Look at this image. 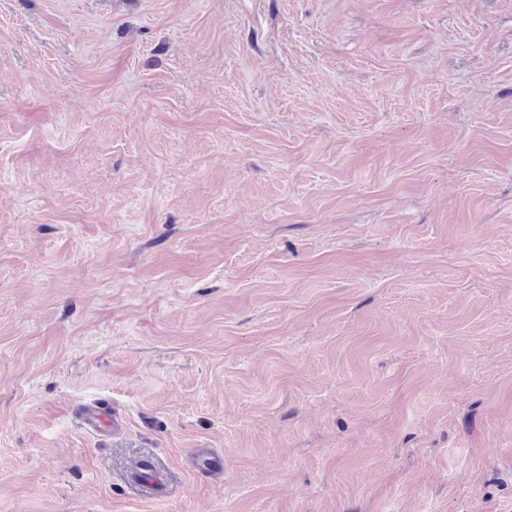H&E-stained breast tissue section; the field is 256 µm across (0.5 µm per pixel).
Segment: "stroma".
Returning a JSON list of instances; mask_svg holds the SVG:
<instances>
[{
	"label": "stroma",
	"mask_w": 512,
	"mask_h": 512,
	"mask_svg": "<svg viewBox=\"0 0 512 512\" xmlns=\"http://www.w3.org/2000/svg\"><path fill=\"white\" fill-rule=\"evenodd\" d=\"M0 512H512V0H0ZM81 426L92 434L115 433L122 426L121 416L105 402H92L82 405L77 411ZM190 457L194 466L201 472L212 475L224 473V457L209 448H193Z\"/></svg>",
	"instance_id": "1"
}]
</instances>
